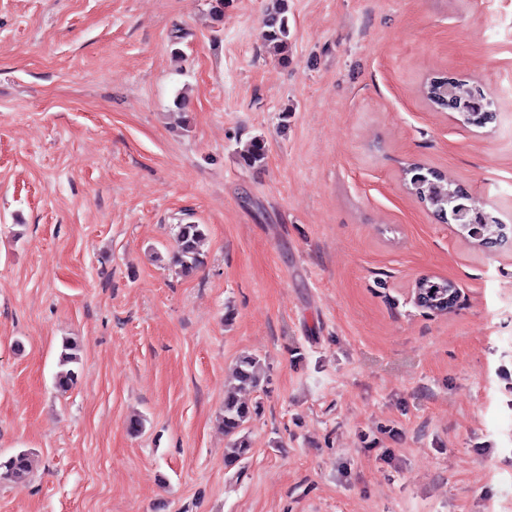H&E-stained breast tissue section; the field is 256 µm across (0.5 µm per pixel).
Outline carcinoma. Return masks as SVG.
I'll list each match as a JSON object with an SVG mask.
<instances>
[{
	"label": "carcinoma",
	"instance_id": "obj_1",
	"mask_svg": "<svg viewBox=\"0 0 512 512\" xmlns=\"http://www.w3.org/2000/svg\"><path fill=\"white\" fill-rule=\"evenodd\" d=\"M286 0H269L263 18L262 37L265 44L271 46L283 62L288 61V18ZM483 91L463 82L453 84L450 97L455 101L456 111L465 114L470 110H483L494 106L488 98L475 99ZM266 159L264 139L253 138L240 152V161L247 167H259ZM410 175L409 185L412 192L441 215L454 216L456 206L464 200L453 194V183L447 177L429 172L423 173V167L413 164L406 170ZM175 237V248L169 262L189 275L201 265V247L205 239L202 224H179ZM79 362L77 348L72 342L63 345L60 355V367L56 375V386L66 391L72 388L78 379V373L70 365ZM263 382V368L260 360L251 356L240 357L231 373L230 384L224 394V414L222 426L229 438V446L224 455L227 467L237 465L250 452V442L245 434L246 424L257 414V408L251 407L239 398V392L246 388L255 389ZM33 465L32 452L20 451L9 457L0 458V483L20 482L27 478Z\"/></svg>",
	"mask_w": 512,
	"mask_h": 512
}]
</instances>
